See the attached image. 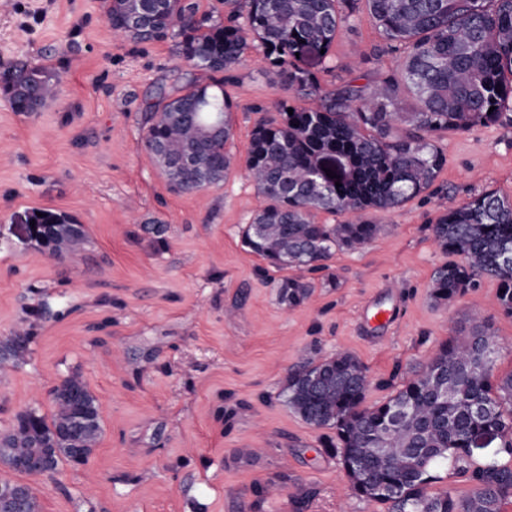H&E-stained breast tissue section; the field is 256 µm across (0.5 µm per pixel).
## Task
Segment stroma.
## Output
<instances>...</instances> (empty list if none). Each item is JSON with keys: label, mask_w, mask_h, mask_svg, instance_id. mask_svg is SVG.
I'll list each match as a JSON object with an SVG mask.
<instances>
[{"label": "stroma", "mask_w": 512, "mask_h": 512, "mask_svg": "<svg viewBox=\"0 0 512 512\" xmlns=\"http://www.w3.org/2000/svg\"><path fill=\"white\" fill-rule=\"evenodd\" d=\"M363 7L338 35L321 84L373 87L398 67ZM37 63L57 86L39 111L16 112L0 88V342L31 337L30 354L0 371V430L17 414H50L54 388L79 374L100 403L101 434L82 465L30 479L41 512H387L354 495L326 432L288 406L289 370L310 357L355 355L383 401L434 355L458 322L488 318L502 341L496 371L512 372V316L485 279L457 301L429 296L448 262L432 226L448 207L496 189L512 198V129L448 131L434 186L377 213L385 233L336 251L308 274L291 308L241 231L266 204L246 158L259 122L295 104L264 52L224 72L233 103L223 182L172 191L146 150L150 104L209 73L178 56L175 38L135 44L113 33L106 0H0V70ZM52 211L85 237L50 256L27 228ZM397 321L369 324V301ZM273 485V496L256 488Z\"/></svg>", "instance_id": "1"}]
</instances>
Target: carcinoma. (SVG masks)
I'll list each match as a JSON object with an SVG mask.
<instances>
[{"label": "carcinoma", "mask_w": 512, "mask_h": 512, "mask_svg": "<svg viewBox=\"0 0 512 512\" xmlns=\"http://www.w3.org/2000/svg\"><path fill=\"white\" fill-rule=\"evenodd\" d=\"M229 25H209L186 0H112L110 28L135 43L179 38L180 56L194 67L223 73L257 46L276 54L278 74L296 95L315 107L280 106L281 121L253 131L246 168L267 204L242 231L243 244L277 269L326 268L336 249L358 250L385 225L369 217L398 208L429 190L447 159L435 143L445 131L512 126V0H365L385 42L402 55L399 76L370 90L330 89L300 66L307 47L325 59L348 19L345 0H222ZM22 66L0 73L16 112H36L55 97L42 79L33 88ZM232 102L224 81L192 86L156 105L145 147L169 186L188 192L217 184L231 164L224 145L231 134ZM224 115V135L207 140L202 123ZM328 156L342 160L337 181L314 175ZM351 214L348 224H318L314 212ZM37 242L60 257L84 237L82 225L43 213L35 217ZM439 249L452 260L440 266L430 296L447 304L481 280L497 283L499 307L512 315V200L495 190L450 206L432 225ZM313 285L297 278L279 284L280 301L303 304ZM454 330L422 370L402 381L386 400L365 404L371 385L365 367L349 352L307 360L288 374V404L310 426L332 429L325 451L335 455L349 489L388 512H500L512 497V373L496 374L498 344L484 318ZM31 336L18 331L0 344V369L24 363ZM101 432L96 396L77 374L53 391L46 416L28 409L0 430V467L34 451L46 474L74 456L88 460ZM499 442L511 457L477 463L475 442ZM448 466L467 476L470 492H429L436 470Z\"/></svg>", "instance_id": "cac0c4a2"}]
</instances>
